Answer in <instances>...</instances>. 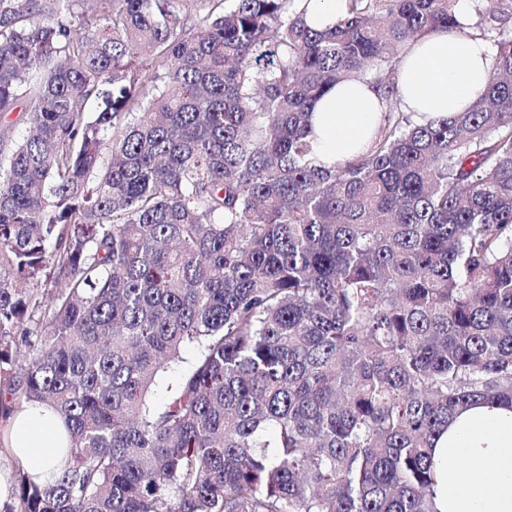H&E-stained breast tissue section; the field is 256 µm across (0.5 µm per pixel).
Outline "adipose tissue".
Wrapping results in <instances>:
<instances>
[{
    "instance_id": "adipose-tissue-1",
    "label": "adipose tissue",
    "mask_w": 512,
    "mask_h": 512,
    "mask_svg": "<svg viewBox=\"0 0 512 512\" xmlns=\"http://www.w3.org/2000/svg\"><path fill=\"white\" fill-rule=\"evenodd\" d=\"M495 47L488 41L437 31L409 42L397 88L403 111L425 122L472 106L490 78ZM386 103L370 81L338 85L316 106L313 132L321 159L355 158L376 132ZM11 452L33 481L45 483L69 454L60 417L30 408L11 420ZM437 512H512V408L463 410L436 443Z\"/></svg>"
}]
</instances>
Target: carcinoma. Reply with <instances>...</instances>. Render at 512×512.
<instances>
[{
    "mask_svg": "<svg viewBox=\"0 0 512 512\" xmlns=\"http://www.w3.org/2000/svg\"><path fill=\"white\" fill-rule=\"evenodd\" d=\"M301 3L0 0V379L71 441L22 512H436L435 440L512 405V0ZM437 30L495 67L419 123L395 62ZM371 73L328 165L315 105ZM306 21L318 28L335 22L348 12L349 0H307ZM386 103L370 80L336 86L315 108L313 132L327 163L355 158L376 132Z\"/></svg>",
    "mask_w": 512,
    "mask_h": 512,
    "instance_id": "1",
    "label": "carcinoma"
}]
</instances>
